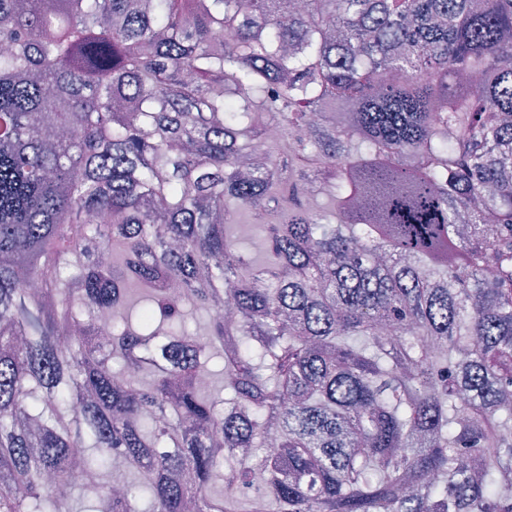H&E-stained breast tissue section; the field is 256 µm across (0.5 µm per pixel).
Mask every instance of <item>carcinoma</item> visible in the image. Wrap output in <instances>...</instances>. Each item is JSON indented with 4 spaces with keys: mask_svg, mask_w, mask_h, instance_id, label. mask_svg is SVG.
<instances>
[{
    "mask_svg": "<svg viewBox=\"0 0 512 512\" xmlns=\"http://www.w3.org/2000/svg\"><path fill=\"white\" fill-rule=\"evenodd\" d=\"M290 2L0 0V512H512V0Z\"/></svg>",
    "mask_w": 512,
    "mask_h": 512,
    "instance_id": "1",
    "label": "carcinoma"
}]
</instances>
